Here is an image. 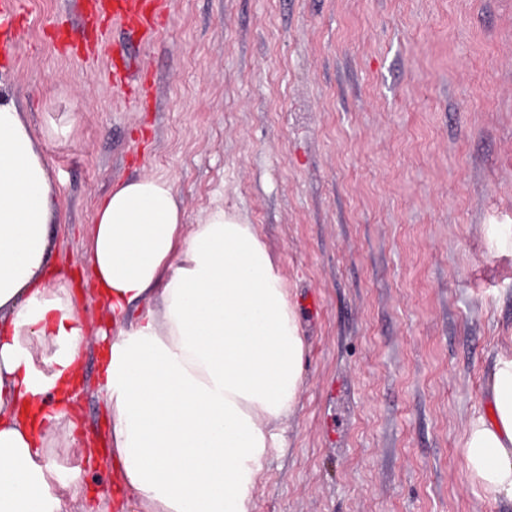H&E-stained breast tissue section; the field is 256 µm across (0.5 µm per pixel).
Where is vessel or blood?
Instances as JSON below:
<instances>
[{
	"label": "vessel or blood",
	"mask_w": 512,
	"mask_h": 512,
	"mask_svg": "<svg viewBox=\"0 0 512 512\" xmlns=\"http://www.w3.org/2000/svg\"><path fill=\"white\" fill-rule=\"evenodd\" d=\"M89 35L86 44L92 49L103 47V29L107 21L124 23L137 32L141 41L153 40L167 8V0H73Z\"/></svg>",
	"instance_id": "b4317fda"
}]
</instances>
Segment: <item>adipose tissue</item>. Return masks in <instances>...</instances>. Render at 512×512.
<instances>
[{
  "label": "adipose tissue",
  "instance_id": "1",
  "mask_svg": "<svg viewBox=\"0 0 512 512\" xmlns=\"http://www.w3.org/2000/svg\"><path fill=\"white\" fill-rule=\"evenodd\" d=\"M50 168L13 99H0V512H67L38 462L84 342L65 288L45 285ZM174 182L143 175L95 206L87 249L107 326L101 389L112 412L117 490L151 512H251L274 426L303 384L305 340L250 225L217 208L184 233ZM154 309L130 319L133 307ZM57 351L38 372L26 346ZM487 411L471 420L469 478L512 502V355L496 357Z\"/></svg>",
  "mask_w": 512,
  "mask_h": 512
}]
</instances>
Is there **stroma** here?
Here are the masks:
<instances>
[{"label": "stroma", "instance_id": "stroma-1", "mask_svg": "<svg viewBox=\"0 0 512 512\" xmlns=\"http://www.w3.org/2000/svg\"><path fill=\"white\" fill-rule=\"evenodd\" d=\"M144 78L114 86L68 0L0 22V91L51 167L49 259L85 328L72 436L42 466L69 512L116 503L100 390L103 316L86 261L115 183L170 177L195 224L253 225L305 338L304 383L251 512H512L467 476L464 442L512 354V0H168Z\"/></svg>", "mask_w": 512, "mask_h": 512}]
</instances>
